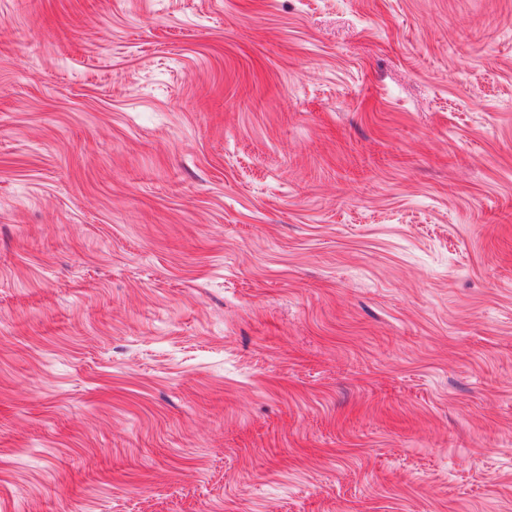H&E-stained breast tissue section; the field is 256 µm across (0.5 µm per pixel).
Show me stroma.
Listing matches in <instances>:
<instances>
[{
	"label": "stroma",
	"instance_id": "35a3bbf8",
	"mask_svg": "<svg viewBox=\"0 0 512 512\" xmlns=\"http://www.w3.org/2000/svg\"><path fill=\"white\" fill-rule=\"evenodd\" d=\"M0 512H512V0H0Z\"/></svg>",
	"mask_w": 512,
	"mask_h": 512
}]
</instances>
